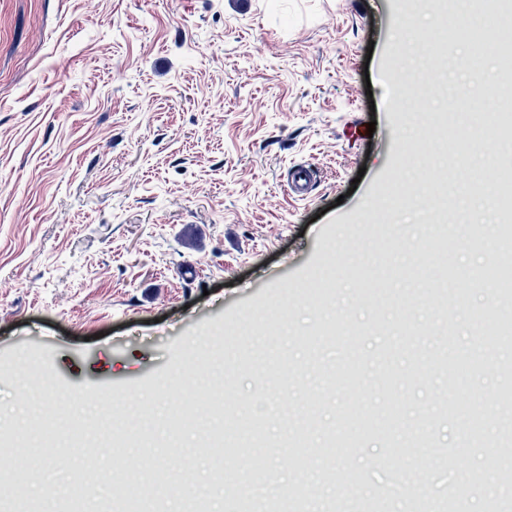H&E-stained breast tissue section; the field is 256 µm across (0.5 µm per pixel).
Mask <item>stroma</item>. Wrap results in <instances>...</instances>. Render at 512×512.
Wrapping results in <instances>:
<instances>
[{"label": "stroma", "instance_id": "stroma-1", "mask_svg": "<svg viewBox=\"0 0 512 512\" xmlns=\"http://www.w3.org/2000/svg\"><path fill=\"white\" fill-rule=\"evenodd\" d=\"M450 23L443 62L418 0H0V426L38 439L68 420L66 395L90 419L107 393L153 415L144 446L81 463L58 437L21 502L61 512L79 481L99 512L161 468L228 512L243 488L293 483L290 415L310 444L308 512L358 473L368 512H437L463 482L454 512H484L501 489L483 433L434 412L450 387L485 431L500 417L508 355L473 318L493 227L480 210L464 226L432 211L448 181L494 183L512 145L481 137L498 57L470 70L471 22ZM301 165L315 175L299 198ZM442 265L465 291L450 324L433 300ZM328 320L342 339L310 343ZM442 338L481 370L453 387L413 372V351ZM219 361L222 428L248 417L265 439L260 465L225 459L218 484L193 377ZM334 435L351 445L332 458Z\"/></svg>", "mask_w": 512, "mask_h": 512}]
</instances>
